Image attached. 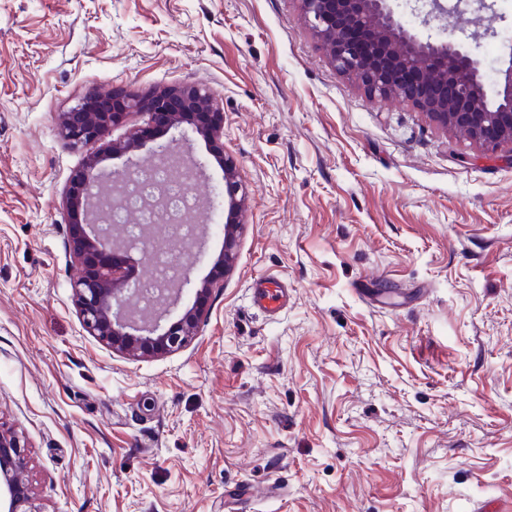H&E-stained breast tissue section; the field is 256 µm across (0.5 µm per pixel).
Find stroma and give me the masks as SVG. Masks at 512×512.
<instances>
[{"mask_svg": "<svg viewBox=\"0 0 512 512\" xmlns=\"http://www.w3.org/2000/svg\"><path fill=\"white\" fill-rule=\"evenodd\" d=\"M442 27L501 66L512 0ZM423 26L410 0H395ZM197 85L224 134L191 136L195 242L168 236L196 336L150 358L82 328L65 204L87 151L60 113ZM288 287L268 315L259 278ZM0 426L42 512H498L512 506V161L482 156L339 74L298 0H0Z\"/></svg>", "mask_w": 512, "mask_h": 512, "instance_id": "35a3bbf8", "label": "stroma"}]
</instances>
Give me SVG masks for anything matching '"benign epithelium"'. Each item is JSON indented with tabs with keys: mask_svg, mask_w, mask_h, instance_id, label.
Returning a JSON list of instances; mask_svg holds the SVG:
<instances>
[{
	"mask_svg": "<svg viewBox=\"0 0 512 512\" xmlns=\"http://www.w3.org/2000/svg\"><path fill=\"white\" fill-rule=\"evenodd\" d=\"M311 29L336 69L356 77L371 98L393 97L410 103L445 132L465 133L485 155L505 151L512 158V44L503 47L502 66L487 82L480 57L454 35L421 38L408 27L392 6L393 0H299ZM125 110H145L150 123L181 130L154 149L148 166L127 159L121 172L96 171L98 153L87 157L86 172L74 176L66 194L68 210L82 216L74 225L73 253L86 273L73 288L74 301L84 331L107 347L136 357L177 351L196 335L213 284L224 279L233 261L238 217L244 197L235 166L224 164V258L213 265L210 280L196 290L194 301L168 326L162 321L177 305L188 271L164 286L151 305L142 303L138 289L127 287L121 260L112 255L130 246L112 235L107 225L111 208L122 206L129 185L152 166H164L174 180L181 178L179 144L188 132L213 140L223 133L224 112L213 96L194 85L162 89L147 97L129 95L117 100ZM119 112L98 110L83 103L59 117V136L74 147L96 144ZM138 128L119 142L112 154L127 155L145 142ZM120 183L119 193L106 204L93 193L95 180ZM154 224L139 226L135 248L147 256L164 251ZM29 458L25 446L13 434L0 429V512H40L25 483Z\"/></svg>",
	"mask_w": 512,
	"mask_h": 512,
	"instance_id": "benign-epithelium-1",
	"label": "benign epithelium"
}]
</instances>
